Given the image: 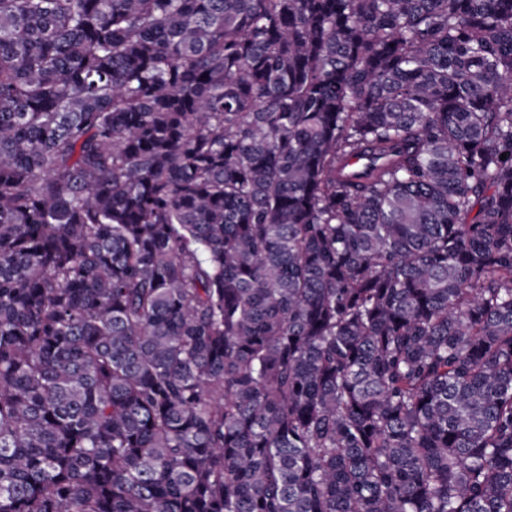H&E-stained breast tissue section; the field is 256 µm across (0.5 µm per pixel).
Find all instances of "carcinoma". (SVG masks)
<instances>
[{
    "instance_id": "carcinoma-1",
    "label": "carcinoma",
    "mask_w": 512,
    "mask_h": 512,
    "mask_svg": "<svg viewBox=\"0 0 512 512\" xmlns=\"http://www.w3.org/2000/svg\"><path fill=\"white\" fill-rule=\"evenodd\" d=\"M0 512H512V0H0Z\"/></svg>"
}]
</instances>
